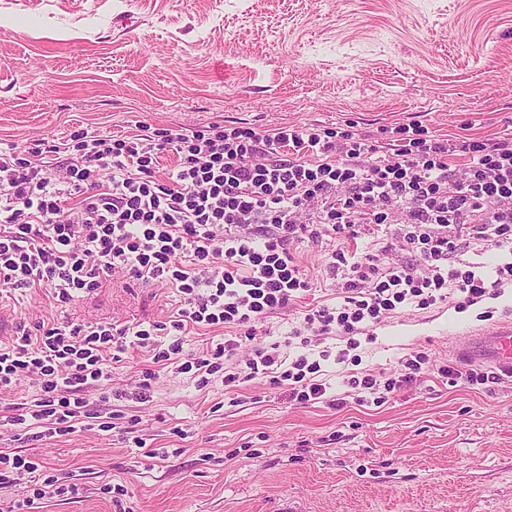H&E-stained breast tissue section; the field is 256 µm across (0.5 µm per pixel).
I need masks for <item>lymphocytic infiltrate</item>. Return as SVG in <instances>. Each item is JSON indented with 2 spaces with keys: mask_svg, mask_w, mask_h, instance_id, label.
<instances>
[{
  "mask_svg": "<svg viewBox=\"0 0 512 512\" xmlns=\"http://www.w3.org/2000/svg\"><path fill=\"white\" fill-rule=\"evenodd\" d=\"M392 152L348 131L296 125L269 130L213 126L129 138L72 133L69 143H37L28 157L0 150V286L43 288L59 305L102 285L115 272L176 288L180 307L169 323L19 322L0 346V388L35 380L37 396L11 415L34 427L35 440L75 433L86 389L112 379V362L128 347L153 350L155 364L180 354L192 328L221 326L231 336L182 362L200 377L223 373L256 325L288 307L308 282L290 246L299 238L338 239L325 267L344 297L315 308L303 325L346 338L317 360L301 353L282 374L288 396L323 399L313 381L323 361L345 362L366 324L398 308H427L455 298L464 310L512 289V138L453 140L427 136L418 125L398 128ZM176 166L160 173L164 152ZM468 156L465 167L450 161ZM395 225L384 251L392 261L359 257L347 245L370 226ZM498 252L484 270L463 262L471 246ZM171 332L160 348L162 332ZM427 355L403 360L401 379L351 377L368 396L412 382ZM27 476L29 495L6 512H35L61 495L38 463L0 452V472Z\"/></svg>",
  "mask_w": 512,
  "mask_h": 512,
  "instance_id": "f902f5d3",
  "label": "lymphocytic infiltrate"
}]
</instances>
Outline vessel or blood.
Returning a JSON list of instances; mask_svg holds the SVG:
<instances>
[{
  "label": "vessel or blood",
  "instance_id": "vessel-or-blood-1",
  "mask_svg": "<svg viewBox=\"0 0 512 512\" xmlns=\"http://www.w3.org/2000/svg\"><path fill=\"white\" fill-rule=\"evenodd\" d=\"M453 356L465 364L512 374V319L465 332L455 342Z\"/></svg>",
  "mask_w": 512,
  "mask_h": 512
}]
</instances>
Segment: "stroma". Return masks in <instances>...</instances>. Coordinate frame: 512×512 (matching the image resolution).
Wrapping results in <instances>:
<instances>
[{
    "label": "stroma",
    "mask_w": 512,
    "mask_h": 512,
    "mask_svg": "<svg viewBox=\"0 0 512 512\" xmlns=\"http://www.w3.org/2000/svg\"><path fill=\"white\" fill-rule=\"evenodd\" d=\"M282 123L346 129L388 150L394 128L437 138L512 137V0H0V147L26 156L78 129L125 137ZM332 237L295 241L309 287L266 317L225 367L289 336L307 310L341 303L326 272ZM175 288L117 273L60 306L42 288L0 292L12 321L165 322ZM512 317V293L460 311L403 307L358 336L357 357L319 379L345 401H290L259 376L198 386L164 368L148 401L131 398L153 355L112 366L116 398L85 391L96 428L41 441L0 423V450L44 461L78 498L38 512H512V381L470 389L440 369L453 335ZM415 381L361 403L348 378ZM135 422L141 448L119 433ZM159 457H149V450ZM429 364V358L424 354H417L413 356V358H406L402 361V366L405 368V371L408 370L407 373L398 377L400 379H391L387 381L384 385V390L388 393H391L395 389H400L403 383L412 382L417 373H420L423 369V365Z\"/></svg>",
    "instance_id": "stroma-1"
}]
</instances>
